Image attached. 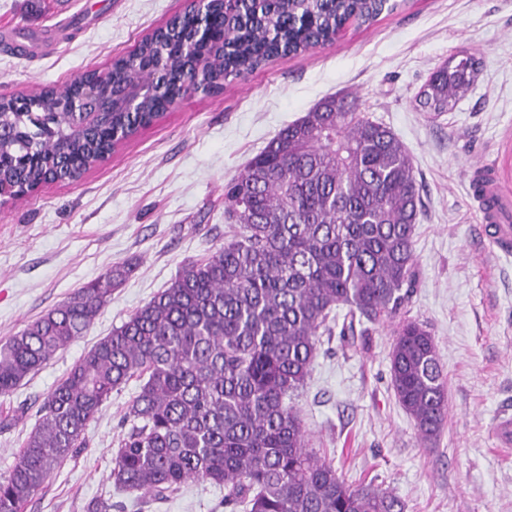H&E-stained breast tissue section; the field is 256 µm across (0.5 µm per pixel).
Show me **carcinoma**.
I'll return each mask as SVG.
<instances>
[{
	"label": "carcinoma",
	"instance_id": "cac0c4a2",
	"mask_svg": "<svg viewBox=\"0 0 512 512\" xmlns=\"http://www.w3.org/2000/svg\"><path fill=\"white\" fill-rule=\"evenodd\" d=\"M373 0H210L215 53L209 81L222 84L281 56L331 42L350 21L375 18ZM193 16L173 33L146 36L138 63L113 60L115 82H157L136 112H110L78 128L68 106L89 74L34 95L0 97V185L10 197L75 180L114 146L161 116L182 94ZM479 62L439 66L418 106L439 116L470 91ZM421 198L411 159L356 99H322L283 128L224 185V217L236 232L101 338L39 409L9 475L0 512H26L54 470L85 446L102 405L130 380L129 425L113 458L114 487L162 501L189 480L224 488L230 512H404L373 483L353 486L310 447L290 403L309 377L321 337L353 344L370 326L394 325L390 378L401 408L427 445L448 416L434 337L400 317L418 282L414 249ZM118 263L0 346V395L38 372L88 330L134 272ZM344 309L338 315V309Z\"/></svg>",
	"mask_w": 512,
	"mask_h": 512
}]
</instances>
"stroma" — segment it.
Masks as SVG:
<instances>
[{"instance_id":"obj_1","label":"stroma","mask_w":512,"mask_h":512,"mask_svg":"<svg viewBox=\"0 0 512 512\" xmlns=\"http://www.w3.org/2000/svg\"><path fill=\"white\" fill-rule=\"evenodd\" d=\"M393 11L350 23L346 35L283 56L196 93L72 182L0 202V344L112 265L131 262L87 333L7 395L0 413L25 408L0 431V478L9 475L48 394L100 338L165 288L181 266L229 238L224 185L288 124L322 98L356 99L399 137L413 162L422 211L415 228L418 285L404 317L425 323L447 381L448 417L420 447L391 386L390 327L356 347L323 339L294 402L311 446L352 484L392 491L406 512H512V447L498 418H512V255L488 238L468 191L475 167H496L512 199V0H398ZM184 8L183 0H0V27L19 42L69 20L38 58L0 52V96L29 94L105 69ZM480 60L471 91L439 116L415 98L453 58ZM139 388L113 393L88 427L86 446L65 460L26 512H85L93 498L112 512H224L223 489L191 480L169 500L135 501L109 474Z\"/></svg>"}]
</instances>
